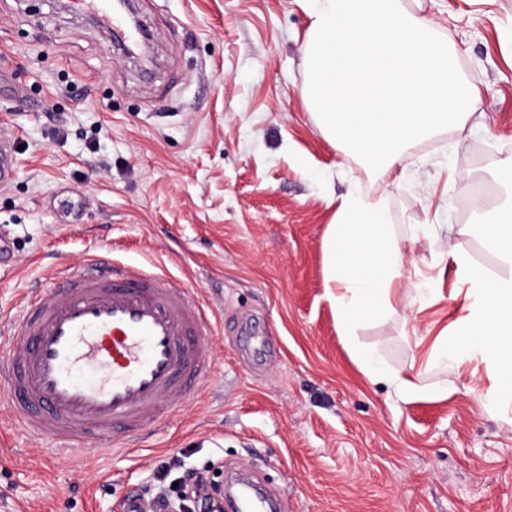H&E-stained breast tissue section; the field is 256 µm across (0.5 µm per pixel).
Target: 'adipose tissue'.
Listing matches in <instances>:
<instances>
[{
  "instance_id": "ef3b65f1",
  "label": "adipose tissue",
  "mask_w": 512,
  "mask_h": 512,
  "mask_svg": "<svg viewBox=\"0 0 512 512\" xmlns=\"http://www.w3.org/2000/svg\"><path fill=\"white\" fill-rule=\"evenodd\" d=\"M458 233L479 239L496 255L498 269L488 272L458 257L476 302L456 321L452 336L438 337L430 352L429 366L449 374L441 383L428 385L389 371L357 338L361 324L397 315L400 301L425 305L435 296L423 284L405 282L402 249L382 198L357 187L337 199L325 234L326 295L353 358L370 380L388 382L406 401L445 398L456 390L450 374L461 359L478 357L494 370L496 404L507 410L512 408V195L492 209L479 210L477 221Z\"/></svg>"
}]
</instances>
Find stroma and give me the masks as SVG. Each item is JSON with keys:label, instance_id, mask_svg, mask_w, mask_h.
Segmentation results:
<instances>
[{"label": "stroma", "instance_id": "obj_1", "mask_svg": "<svg viewBox=\"0 0 512 512\" xmlns=\"http://www.w3.org/2000/svg\"><path fill=\"white\" fill-rule=\"evenodd\" d=\"M456 49L477 92L473 114L368 173L322 133L302 97L308 18L296 0H134L158 64L126 61L76 0H0V132L17 173L0 188V327L26 290L89 252L162 266L217 314L212 374L139 448L60 456L25 436L0 399V512H122L130 495L167 493L163 464L212 487L243 474L278 512H512V412L486 405L495 377L463 360L457 390L401 400L354 361L324 288L333 196H382L404 276L437 299L363 324L390 370L427 368L474 298L462 254L488 271L475 238L412 240L419 224L475 223L476 191H508L512 157V0H403Z\"/></svg>", "mask_w": 512, "mask_h": 512}]
</instances>
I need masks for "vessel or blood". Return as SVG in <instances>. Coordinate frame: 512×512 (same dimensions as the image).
Segmentation results:
<instances>
[{
    "label": "vessel or blood",
    "mask_w": 512,
    "mask_h": 512,
    "mask_svg": "<svg viewBox=\"0 0 512 512\" xmlns=\"http://www.w3.org/2000/svg\"><path fill=\"white\" fill-rule=\"evenodd\" d=\"M16 143L0 135V186L16 174ZM0 362V396L19 425L52 441L132 449L159 430L208 375L213 314L157 265L88 256L79 274L33 289Z\"/></svg>",
    "instance_id": "obj_1"
}]
</instances>
